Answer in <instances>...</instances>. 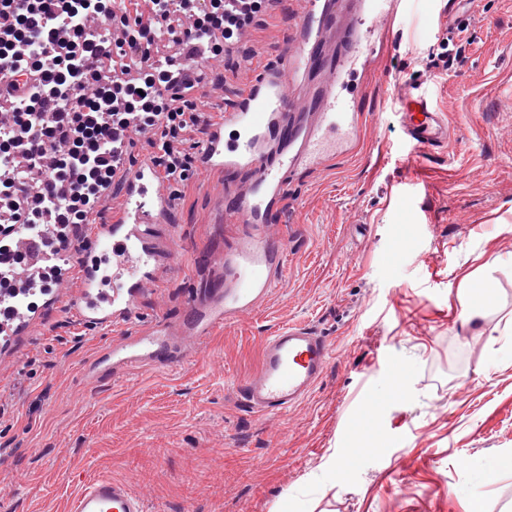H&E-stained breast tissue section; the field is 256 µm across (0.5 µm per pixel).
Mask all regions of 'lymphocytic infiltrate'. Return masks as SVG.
Returning a JSON list of instances; mask_svg holds the SVG:
<instances>
[{
    "instance_id": "1",
    "label": "lymphocytic infiltrate",
    "mask_w": 512,
    "mask_h": 512,
    "mask_svg": "<svg viewBox=\"0 0 512 512\" xmlns=\"http://www.w3.org/2000/svg\"><path fill=\"white\" fill-rule=\"evenodd\" d=\"M151 2L149 23L115 43L93 32L104 18L130 30L127 14L107 0H0V65L33 81L31 93L12 107L14 125L27 137L23 157L15 155L11 128L0 130V203L12 211L0 221V264L9 272L27 258L14 250L11 229L18 222L37 236L31 255L53 267L72 228L87 222L116 179L113 158L134 147L130 131H153V163L165 178L186 179L192 158L180 145L202 134L209 117L179 89V67L156 65L152 48L164 39L181 45L194 67L220 55L252 15L230 0ZM39 169L45 172L40 205L31 209L26 189ZM43 230L50 233L44 240Z\"/></svg>"
}]
</instances>
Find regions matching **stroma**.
<instances>
[{"label":"stroma","mask_w":512,"mask_h":512,"mask_svg":"<svg viewBox=\"0 0 512 512\" xmlns=\"http://www.w3.org/2000/svg\"><path fill=\"white\" fill-rule=\"evenodd\" d=\"M296 0H268L247 61L225 51L218 118L242 85L280 62ZM358 90L366 126L341 161L288 180L273 229L288 242L283 285L214 330L178 366L93 382L104 341L65 309L0 360V489L6 512H69L84 484L126 483L149 512H512V0H406ZM464 42L448 65L449 42ZM426 87L447 148L412 157L389 106L392 76ZM233 170L170 183L151 232L158 277L141 316L180 329L205 301L242 227L214 198ZM366 233H359V226ZM491 287L480 331L461 326L464 278ZM304 322L332 358L282 416L248 408L238 385L262 340ZM400 395L387 397L397 368Z\"/></svg>","instance_id":"1"}]
</instances>
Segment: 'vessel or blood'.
<instances>
[{
    "label": "vessel or blood",
    "mask_w": 512,
    "mask_h": 512,
    "mask_svg": "<svg viewBox=\"0 0 512 512\" xmlns=\"http://www.w3.org/2000/svg\"><path fill=\"white\" fill-rule=\"evenodd\" d=\"M335 6V0H302L281 66L248 77L223 119L208 126L197 150L198 169L245 174L243 187L220 206L225 222L242 225L249 239L224 259L229 285L217 289L207 304H189L188 327L194 339H203L213 328L253 310L280 284L288 244L269 232L266 211L279 201L293 173L319 169L327 159L345 155L348 145L360 136L363 122L353 82L358 68L373 54L380 25L392 14V0H373L366 27L353 40L351 54L329 69L318 50L336 38L335 30L325 24ZM308 69L323 71L327 92L320 98L299 149L291 152L285 143L293 136L295 115L301 107L297 81ZM395 104L404 138L415 153L447 145L448 123L422 85L403 89ZM122 193L120 215L112 223L98 225L93 251L78 257L81 283L69 295L72 311L83 324L126 330L120 339L102 345L97 362L86 368L92 376L103 362L114 373L175 360L167 326L128 328L144 289L156 277L148 230L172 207L168 184L146 161L126 173ZM42 320V314L6 305L0 295V331L5 334L0 353L14 354L18 337ZM331 356L330 344L312 327L295 323L279 328L264 339L260 366L243 381L241 394L257 412H287L322 380ZM72 512H146V508L127 485L101 477L76 493Z\"/></svg>",
    "instance_id": "vessel-or-blood-1"
}]
</instances>
